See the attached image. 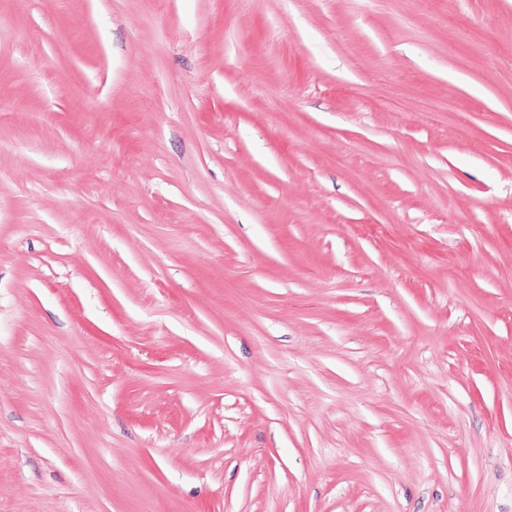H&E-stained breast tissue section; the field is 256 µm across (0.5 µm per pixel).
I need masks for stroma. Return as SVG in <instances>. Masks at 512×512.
<instances>
[{
	"instance_id": "35a3bbf8",
	"label": "stroma",
	"mask_w": 512,
	"mask_h": 512,
	"mask_svg": "<svg viewBox=\"0 0 512 512\" xmlns=\"http://www.w3.org/2000/svg\"><path fill=\"white\" fill-rule=\"evenodd\" d=\"M0 512H512V0H0Z\"/></svg>"
}]
</instances>
